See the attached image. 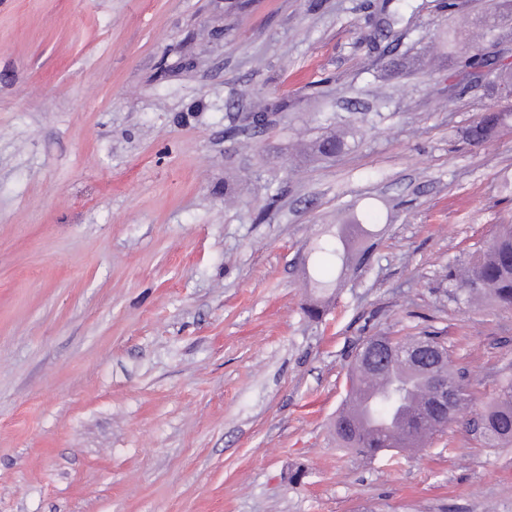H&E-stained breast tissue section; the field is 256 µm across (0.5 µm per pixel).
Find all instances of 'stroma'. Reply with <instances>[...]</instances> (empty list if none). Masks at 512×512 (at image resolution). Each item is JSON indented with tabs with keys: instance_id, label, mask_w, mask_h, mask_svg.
<instances>
[{
	"instance_id": "obj_1",
	"label": "stroma",
	"mask_w": 512,
	"mask_h": 512,
	"mask_svg": "<svg viewBox=\"0 0 512 512\" xmlns=\"http://www.w3.org/2000/svg\"><path fill=\"white\" fill-rule=\"evenodd\" d=\"M0 0V512H512L478 424L512 308L448 293L512 224V125L434 35L512 61L492 0ZM287 102L262 129L254 102ZM354 130L337 156L296 141ZM348 265L315 254L340 212ZM316 277L336 284L306 314ZM438 333L462 416L337 440L352 356ZM502 100L510 101L507 109H500L503 112H489L484 114L474 125L466 131V137L473 143H484L490 139L497 128L507 123L512 118V92L504 93Z\"/></svg>"
}]
</instances>
